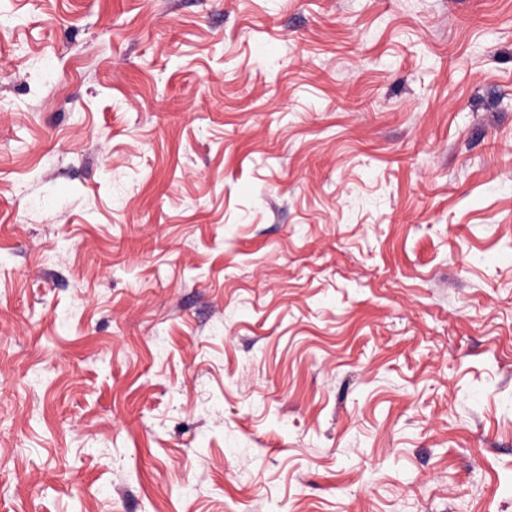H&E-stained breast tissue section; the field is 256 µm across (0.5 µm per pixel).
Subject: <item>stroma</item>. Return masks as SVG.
I'll return each mask as SVG.
<instances>
[{
	"label": "stroma",
	"instance_id": "35a3bbf8",
	"mask_svg": "<svg viewBox=\"0 0 512 512\" xmlns=\"http://www.w3.org/2000/svg\"><path fill=\"white\" fill-rule=\"evenodd\" d=\"M0 512H512V0H0Z\"/></svg>",
	"mask_w": 512,
	"mask_h": 512
}]
</instances>
